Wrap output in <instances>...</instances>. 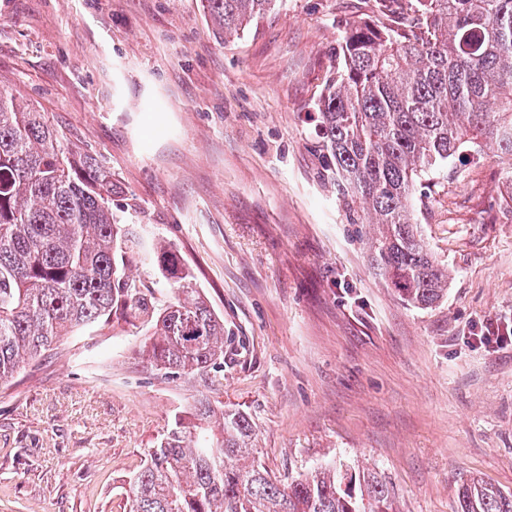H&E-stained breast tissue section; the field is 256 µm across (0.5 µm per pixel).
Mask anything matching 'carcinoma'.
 <instances>
[{
    "mask_svg": "<svg viewBox=\"0 0 512 512\" xmlns=\"http://www.w3.org/2000/svg\"><path fill=\"white\" fill-rule=\"evenodd\" d=\"M224 37L277 0H205ZM402 20L351 22L317 102L315 148L348 223L369 224L371 264L407 304L448 292L417 232V184L466 150L496 147L512 215V0H389ZM121 187L98 156L72 150L46 113L0 86V382L61 337L104 322L144 329L152 372L204 390L175 414L129 481L128 512H396L370 470L332 466L283 483L254 456L247 413L213 398L224 320L171 244L145 253L173 300L126 272L139 242L112 210ZM458 512H512V493L477 476Z\"/></svg>",
    "mask_w": 512,
    "mask_h": 512,
    "instance_id": "obj_1",
    "label": "carcinoma"
}]
</instances>
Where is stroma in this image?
Instances as JSON below:
<instances>
[{"instance_id": "obj_1", "label": "stroma", "mask_w": 512, "mask_h": 512, "mask_svg": "<svg viewBox=\"0 0 512 512\" xmlns=\"http://www.w3.org/2000/svg\"><path fill=\"white\" fill-rule=\"evenodd\" d=\"M381 0H278L221 39L203 0H0V84L96 154L142 245L176 246L224 319L216 399L250 415L278 479L383 474L397 512H457L477 475L512 492V348L469 334L512 318V217L492 151L463 153L416 201L451 272L432 309L370 263L320 174L316 104L347 25ZM131 329L93 324L0 384V512H127L130 476L192 404Z\"/></svg>"}]
</instances>
